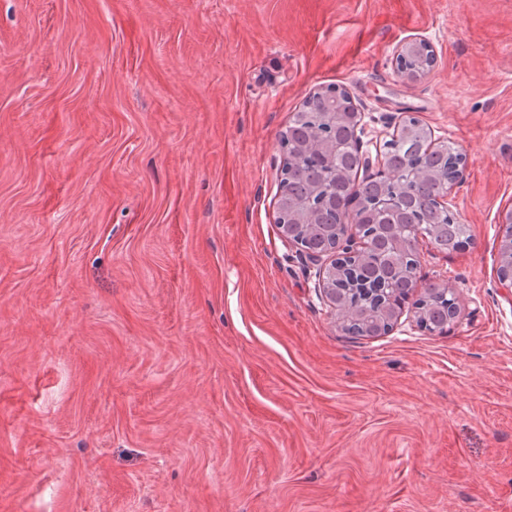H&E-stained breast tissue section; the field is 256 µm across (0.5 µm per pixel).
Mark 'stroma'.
Masks as SVG:
<instances>
[{
    "instance_id": "1",
    "label": "stroma",
    "mask_w": 512,
    "mask_h": 512,
    "mask_svg": "<svg viewBox=\"0 0 512 512\" xmlns=\"http://www.w3.org/2000/svg\"><path fill=\"white\" fill-rule=\"evenodd\" d=\"M336 84L469 157L443 330L345 334L275 227ZM510 206L512 0H0V512H512ZM408 42H410V43H408ZM410 44H414V45L420 46L425 51H428L433 56L434 62H435L434 51L431 48L430 44L427 41H425L424 39L416 37V38H413V39H411L409 41L403 42L396 49V51H395V53L393 55V58H392V64L394 66L395 72H396L397 76L399 78H401L403 81H409V80H412V79L417 77L415 74H412V73L408 72L406 70V67H405L404 50ZM335 102L328 97L313 95L303 104L302 109L297 112L290 125L282 132L280 141L283 147L288 145V151L303 148L309 138L317 137V120L325 112L334 109Z\"/></svg>"
}]
</instances>
